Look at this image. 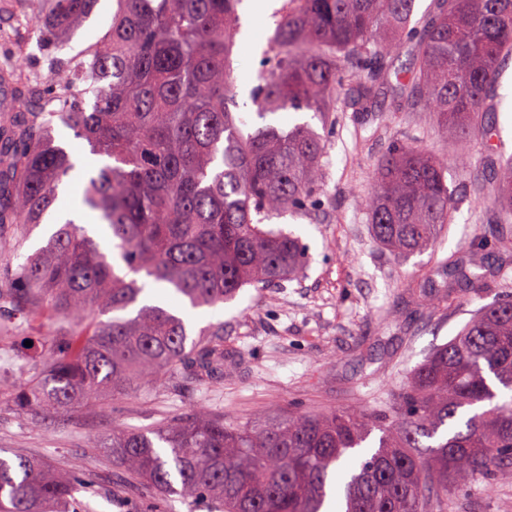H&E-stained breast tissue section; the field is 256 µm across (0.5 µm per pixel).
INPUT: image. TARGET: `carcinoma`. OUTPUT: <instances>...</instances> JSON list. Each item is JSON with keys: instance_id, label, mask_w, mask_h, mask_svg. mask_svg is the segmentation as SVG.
Segmentation results:
<instances>
[{"instance_id": "obj_1", "label": "carcinoma", "mask_w": 512, "mask_h": 512, "mask_svg": "<svg viewBox=\"0 0 512 512\" xmlns=\"http://www.w3.org/2000/svg\"><path fill=\"white\" fill-rule=\"evenodd\" d=\"M33 22L53 38L42 102L0 119V299L14 315L97 318L69 337L52 365L11 394L26 417L67 413L141 388L159 372L211 377L224 368L223 326L188 340L160 304L126 315L145 292L140 276L191 307H214L248 286L276 288L305 265L300 240L252 214L279 215L319 189L324 139L309 124L268 123L244 134L231 112L230 64L243 0H116L107 34L80 56L69 38L99 0H34ZM415 0H286L255 90L257 116L308 110L326 121L336 86L346 108L371 112L390 88L394 112H430L466 155L485 147L481 182L498 224L512 223V163L486 120L500 68L512 58V0H437L410 27ZM412 47L414 64L395 60ZM0 81L24 98L37 79ZM106 162L86 180L85 204L107 224L124 271L87 230L60 224L47 244L22 251L52 214L76 165L48 135L56 123ZM448 165L417 145L377 160L369 204L374 236L410 257L431 249L455 206ZM474 258L439 261L420 284L438 309L458 292L484 290ZM378 446L360 453L374 431ZM434 439L426 445L422 439ZM112 458L147 488L219 512H449L456 491L512 468V300L484 305L447 344L417 365L391 413L362 408L259 416L230 425L198 413L149 432L112 436ZM72 477L16 455L0 457V512L79 507Z\"/></svg>"}]
</instances>
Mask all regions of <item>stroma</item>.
Segmentation results:
<instances>
[{"label": "stroma", "mask_w": 512, "mask_h": 512, "mask_svg": "<svg viewBox=\"0 0 512 512\" xmlns=\"http://www.w3.org/2000/svg\"><path fill=\"white\" fill-rule=\"evenodd\" d=\"M282 11L258 19L259 36L246 48L236 35L232 82L235 110L244 132L261 121L250 94L265 69L267 37ZM30 0H0V65L24 60L27 74L46 68L50 48L30 39ZM379 97L372 112L330 113L321 185L309 205L276 217V226L298 236L306 250L302 272L279 288H243L214 308H184L190 335L209 326L224 327V372L212 378L163 373L140 392L110 397L66 415L23 418L9 394L46 369L49 352L30 347L46 334L47 319H0V448L64 469L81 483L84 512H204L178 494L130 486L123 466L109 450L113 434L150 431L195 411L246 425L272 410L285 413L385 407L398 395L411 370L436 347L446 344L480 306L512 296V264L501 262V244L512 241L511 224H486L480 215L491 197L475 193L470 180L482 165L480 136L470 139L466 159L425 112H394ZM501 131L503 154L512 157V62L498 82L490 114ZM419 137L434 155L447 159V181L456 205L435 249L403 257L374 236L366 203L375 189V165L394 143ZM55 144L70 152L76 171L66 197L81 198L86 174L102 157L63 126L53 129ZM466 252L480 258L488 276L479 298L461 296L441 310L423 308L415 287L435 261ZM455 512H512V470L492 484H473L456 499Z\"/></svg>", "instance_id": "obj_1"}]
</instances>
